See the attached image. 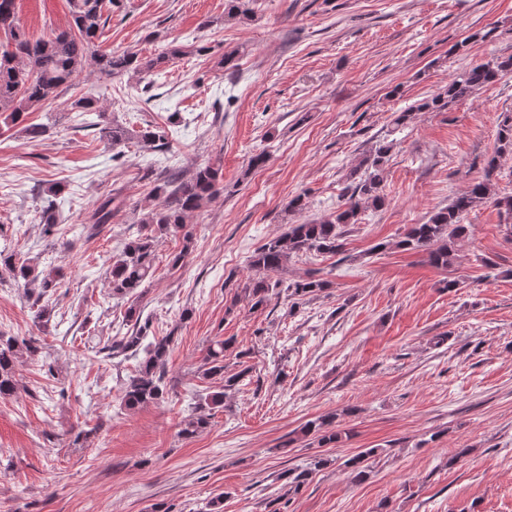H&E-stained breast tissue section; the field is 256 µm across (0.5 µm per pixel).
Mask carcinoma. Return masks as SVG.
Segmentation results:
<instances>
[{
    "mask_svg": "<svg viewBox=\"0 0 512 512\" xmlns=\"http://www.w3.org/2000/svg\"><path fill=\"white\" fill-rule=\"evenodd\" d=\"M70 26L52 32L48 38L31 39L23 28L16 12L15 0H0V33L7 44L0 51V112L8 113V119L15 121L26 112H34L55 103L71 81L74 74L93 67L107 76L132 73L142 77L150 76L169 61L192 51L201 53L204 47L194 50L184 45H174L156 57H145L137 52L123 51L99 54L96 40L112 16L114 0H70ZM251 8L242 0H225V17L243 19ZM512 71V56L496 58L471 66L454 77L442 92L424 98L409 106L393 119L401 126L413 112H442L448 106L464 100L482 86L495 82L503 73ZM70 111L81 115H94L97 121L85 120L88 127L99 129V134L112 146H126L130 143H145L153 147L164 145L165 132L154 129L134 130L123 125L111 124L105 120V112L90 97L82 96L70 103ZM497 153H512V113L503 115L498 131ZM392 145L379 143L372 148L350 170V195L345 208L336 211L320 221H306L293 224L282 235L269 238L251 256L250 266L259 273L277 271L283 268L288 258L295 254L310 252L339 254L343 251V226L354 224L361 210L369 207L380 208L385 204L381 194V173ZM494 162L488 163L485 178L469 184L466 190L456 196L447 206L435 210L423 224H412L400 241V246L422 251L429 263L446 269L456 260L455 242L467 231L463 224L465 213L480 203L492 201L507 215H512V196L497 197L491 183ZM221 192L218 169L205 166L196 170L190 179L175 183L164 180L153 188L157 198H164L161 204L146 205L139 223L150 227V232L128 242L120 259L112 264L108 272L112 295L126 297L135 295L150 276L156 234L183 229L187 219L204 204ZM110 196L100 202L91 215V228L96 229L112 223ZM0 263L13 277L24 283L29 296L35 302L50 295L56 287L57 272H45L30 261H16L14 255L0 257ZM280 286L264 276L251 280L244 288L245 297L251 308L264 306L270 299V292ZM328 286L323 279H305L286 286L288 296L304 300L323 291ZM132 329L125 336L114 341L109 347L111 355H136L144 352L135 374L130 376L123 388L122 403L129 409L161 401L166 395L164 373L171 337H153L148 344L147 325L141 323L137 308L130 306L126 312ZM229 340H217L209 346L204 357L203 375L218 377L224 391L217 392L195 407V413L185 422L182 434L192 436L209 425L210 410L222 406L224 392L231 391L250 372L245 367L232 375H225L224 351ZM38 351V339L0 334V397L16 393L15 373L24 355ZM332 421L306 423L301 432L315 433L322 443H333L338 434L329 429Z\"/></svg>",
    "mask_w": 512,
    "mask_h": 512,
    "instance_id": "cac0c4a2",
    "label": "carcinoma"
}]
</instances>
